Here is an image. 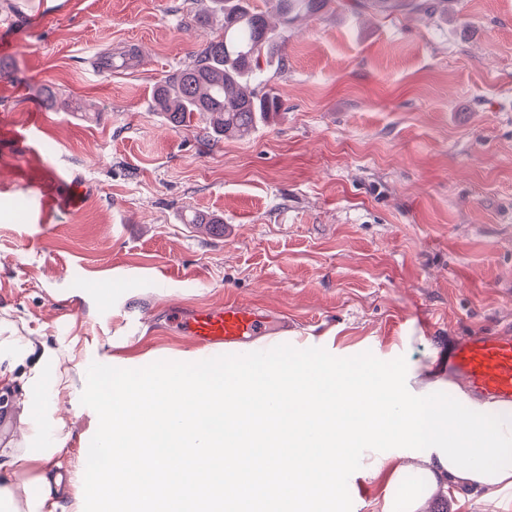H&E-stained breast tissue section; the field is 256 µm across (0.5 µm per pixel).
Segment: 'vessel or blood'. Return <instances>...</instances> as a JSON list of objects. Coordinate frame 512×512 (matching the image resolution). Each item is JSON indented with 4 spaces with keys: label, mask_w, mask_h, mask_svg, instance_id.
I'll list each match as a JSON object with an SVG mask.
<instances>
[{
    "label": "vessel or blood",
    "mask_w": 512,
    "mask_h": 512,
    "mask_svg": "<svg viewBox=\"0 0 512 512\" xmlns=\"http://www.w3.org/2000/svg\"><path fill=\"white\" fill-rule=\"evenodd\" d=\"M81 193L77 185L49 197L32 193L26 198L27 209L33 212L54 206L72 210L77 207ZM271 323L268 311L235 301L195 310L180 320L182 331L205 357L213 350L236 347L249 338L265 335ZM452 370L474 394L512 403V333H475L461 338L454 346Z\"/></svg>",
    "instance_id": "1"
}]
</instances>
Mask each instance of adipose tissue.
Returning <instances> with one entry per match:
<instances>
[{
    "label": "adipose tissue",
    "mask_w": 512,
    "mask_h": 512,
    "mask_svg": "<svg viewBox=\"0 0 512 512\" xmlns=\"http://www.w3.org/2000/svg\"><path fill=\"white\" fill-rule=\"evenodd\" d=\"M71 356V350L50 346L39 336H0V362L24 365L22 378L27 390L19 403L22 445L0 448V461L9 468L30 466L36 470L24 481L22 495H15L9 481L0 482V512H85L81 499L66 507L61 504L64 490L76 484L78 465L70 464L59 473L52 470L62 451L60 435L67 426L61 399L76 392L65 366ZM379 473L386 485L405 497L407 512H424L427 501L437 493L450 495L465 488L477 494L491 489L490 484L453 474L435 451L408 467L383 460Z\"/></svg>",
    "instance_id": "adipose-tissue-1"
}]
</instances>
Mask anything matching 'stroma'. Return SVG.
<instances>
[{"instance_id": "1", "label": "stroma", "mask_w": 512, "mask_h": 512, "mask_svg": "<svg viewBox=\"0 0 512 512\" xmlns=\"http://www.w3.org/2000/svg\"><path fill=\"white\" fill-rule=\"evenodd\" d=\"M0 0V334L93 362L181 360L180 311L227 301L281 310L269 339L336 357L446 356L512 328V0L453 16L327 7L282 31L267 74L281 110L216 142L175 127L158 81L222 32L209 0ZM53 89L56 106H45ZM84 186L71 211L27 214L31 187ZM223 219L220 236L186 223ZM97 429L72 410L62 465ZM352 512H405L353 475ZM428 512H512V489L434 497Z\"/></svg>"}]
</instances>
